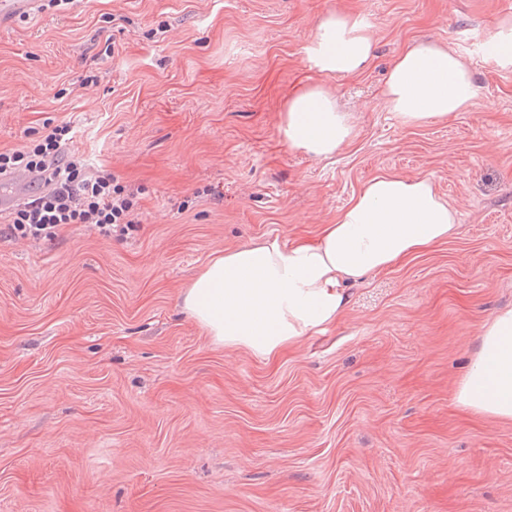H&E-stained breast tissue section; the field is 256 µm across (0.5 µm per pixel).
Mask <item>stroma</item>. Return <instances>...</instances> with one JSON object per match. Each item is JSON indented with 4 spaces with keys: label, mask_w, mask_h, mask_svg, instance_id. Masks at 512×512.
I'll return each mask as SVG.
<instances>
[{
    "label": "stroma",
    "mask_w": 512,
    "mask_h": 512,
    "mask_svg": "<svg viewBox=\"0 0 512 512\" xmlns=\"http://www.w3.org/2000/svg\"><path fill=\"white\" fill-rule=\"evenodd\" d=\"M332 12L372 26L360 74L309 62ZM507 19L512 0H74L0 31V148L72 122L138 218L0 234V512H512V422L456 402L512 307V69L481 51ZM420 40L478 93L407 124L385 83ZM311 85L356 125L326 159L280 129ZM383 173L432 178L458 222L348 284L335 324L265 359L183 312L214 253L316 237Z\"/></svg>",
    "instance_id": "obj_1"
}]
</instances>
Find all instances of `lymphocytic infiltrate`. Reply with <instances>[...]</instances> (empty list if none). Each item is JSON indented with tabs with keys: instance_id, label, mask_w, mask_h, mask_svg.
I'll use <instances>...</instances> for the list:
<instances>
[{
	"instance_id": "obj_1",
	"label": "lymphocytic infiltrate",
	"mask_w": 512,
	"mask_h": 512,
	"mask_svg": "<svg viewBox=\"0 0 512 512\" xmlns=\"http://www.w3.org/2000/svg\"><path fill=\"white\" fill-rule=\"evenodd\" d=\"M75 133L67 122L20 149L0 151V179L24 170L41 187L36 198L9 213V239L50 241L72 224L87 225L108 237L114 226L132 224L135 204L111 173L87 175L85 159L67 151Z\"/></svg>"
}]
</instances>
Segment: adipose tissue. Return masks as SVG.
Wrapping results in <instances>:
<instances>
[{
	"instance_id": "adipose-tissue-1",
	"label": "adipose tissue",
	"mask_w": 512,
	"mask_h": 512,
	"mask_svg": "<svg viewBox=\"0 0 512 512\" xmlns=\"http://www.w3.org/2000/svg\"><path fill=\"white\" fill-rule=\"evenodd\" d=\"M373 42L363 15L329 14L316 26L309 61L328 76L355 75L368 65ZM476 92L461 55L417 42L395 60L385 100L404 122L418 123L464 111ZM281 127L292 149L318 157L356 135L349 115L320 85L289 97ZM456 223L432 179L380 174L316 239L214 255L184 294L183 308L218 342L269 358L335 323L348 302L342 282L383 271L448 238ZM456 400L473 413L512 421V308L482 326Z\"/></svg>"
}]
</instances>
